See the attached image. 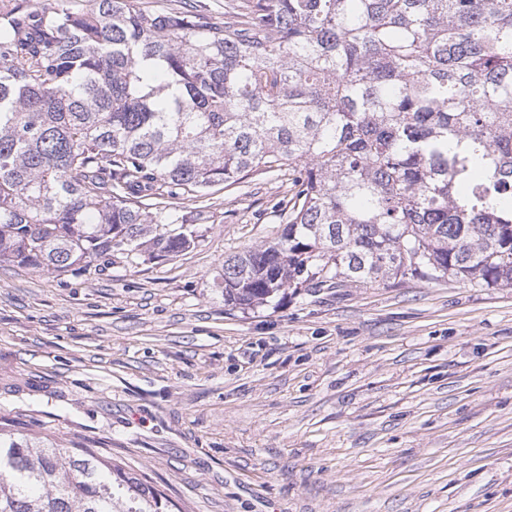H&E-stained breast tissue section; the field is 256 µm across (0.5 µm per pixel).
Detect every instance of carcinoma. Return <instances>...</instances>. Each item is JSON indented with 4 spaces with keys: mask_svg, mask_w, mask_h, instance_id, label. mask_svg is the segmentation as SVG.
<instances>
[{
    "mask_svg": "<svg viewBox=\"0 0 512 512\" xmlns=\"http://www.w3.org/2000/svg\"><path fill=\"white\" fill-rule=\"evenodd\" d=\"M0 0V266L177 256L172 200L296 173L224 303L407 278L512 287V0ZM0 512H169L92 448L0 430ZM139 3H144L146 6H153V8L186 7L192 10H209L218 16L219 19L224 20V0H139Z\"/></svg>",
    "mask_w": 512,
    "mask_h": 512,
    "instance_id": "obj_1",
    "label": "carcinoma"
}]
</instances>
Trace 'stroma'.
<instances>
[{
    "instance_id": "obj_1",
    "label": "stroma",
    "mask_w": 512,
    "mask_h": 512,
    "mask_svg": "<svg viewBox=\"0 0 512 512\" xmlns=\"http://www.w3.org/2000/svg\"><path fill=\"white\" fill-rule=\"evenodd\" d=\"M286 176L176 201L169 259L0 267V429L97 449L171 512H512V288L417 278L225 305Z\"/></svg>"
}]
</instances>
